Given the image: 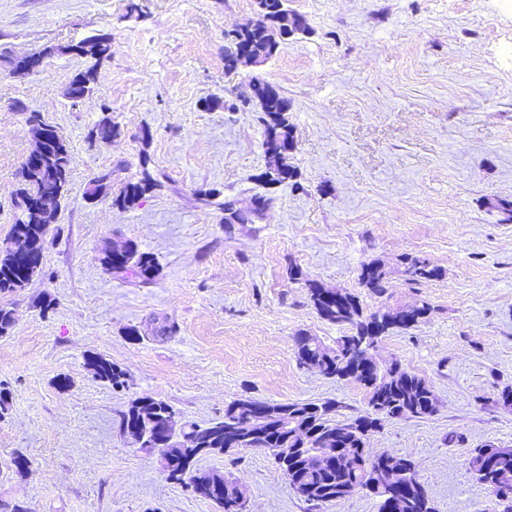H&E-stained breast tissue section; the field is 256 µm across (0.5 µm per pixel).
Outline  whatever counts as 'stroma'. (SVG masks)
I'll use <instances>...</instances> for the list:
<instances>
[{"label":"stroma","instance_id":"obj_1","mask_svg":"<svg viewBox=\"0 0 512 512\" xmlns=\"http://www.w3.org/2000/svg\"><path fill=\"white\" fill-rule=\"evenodd\" d=\"M307 28L279 53L227 70L225 32L257 17L256 0H0V246L14 222L17 172L32 147L26 123L42 114L69 143V192L44 250L42 273L0 296L15 324L0 337V500L31 512H218L168 480L161 449L119 429L135 397L168 402L177 421L220 418L238 398L334 400L336 417L363 414L358 385L300 366L294 339L333 343L345 327L323 320L306 282L381 304L359 284L363 264L390 271L391 305L427 299L420 324L382 337L439 400L426 419L384 422L372 452L409 457L435 512H503L469 468L475 448L512 447V0H288ZM111 34L112 55L92 91L67 89L88 58L69 48ZM53 47L38 72L15 58ZM284 97L296 184L267 186L265 126L242 104L252 78ZM119 133L90 144L103 116ZM155 189L132 208L112 203L143 172ZM110 174L111 192L85 191ZM251 208L228 224L204 190ZM134 241L161 272L120 280L102 248ZM440 266L411 287L401 258ZM301 272L288 277L289 266ZM54 302L48 314L36 304ZM138 327L139 340L127 330ZM95 353L128 374L114 390L84 364ZM68 379L60 387L59 379ZM31 466L17 474L15 451ZM198 467L237 481L246 512H378L357 490L329 503L298 497L262 450L204 456Z\"/></svg>","mask_w":512,"mask_h":512}]
</instances>
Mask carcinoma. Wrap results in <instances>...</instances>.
<instances>
[{
  "mask_svg": "<svg viewBox=\"0 0 512 512\" xmlns=\"http://www.w3.org/2000/svg\"><path fill=\"white\" fill-rule=\"evenodd\" d=\"M286 0H258L259 18L252 24L233 30L224 35V62L240 64L274 56L271 48L282 47L281 36L292 37L302 30V24L290 21L277 27L270 19L280 13H288ZM112 43V35L98 33L78 45L85 54L95 56L101 47ZM92 69L74 75V98L80 99L90 92L94 79ZM257 102L264 113L265 151L271 159L267 170L261 174L267 185L282 184L296 178V172L288 163V153L294 148V138L286 117L288 101L269 83L255 77L249 83V92L242 102ZM102 141L118 134L110 116L103 117L94 126ZM50 140L46 146V157L41 160L38 171L20 168L19 187L15 194V218L8 243L0 249V295L13 294L25 288L34 277L42 272V258L46 244L43 225L22 224L20 220L32 205L36 196L49 195L61 200L68 193L71 172V155L65 139L54 129L49 130ZM157 186L149 171H143V178L128 183L112 199L116 206L130 208L145 193ZM100 261L112 274L122 279H138L142 282L153 280L159 273V264L152 254L139 249L129 241L122 250L113 252L101 250ZM407 281L413 285L440 278L442 269L426 258L406 256L401 261ZM389 271L381 262L374 260L362 266L360 284L372 294L381 298L386 293ZM325 288L308 283L311 303L320 317L332 324L349 326V332L336 339V345L329 347L333 356L328 357L322 346L324 342L316 336L300 333L295 337V356L302 366L311 360L320 365L321 374L330 379L353 382L366 391L368 411L348 421L336 420V402L327 400L271 402L251 399L250 408L237 409L240 400L234 399L224 406V416L205 424L186 423L179 434L165 431L164 414L172 409L167 402L144 394L133 399L120 417V431L134 434L143 429L141 415L153 414L155 420L150 436L144 441L153 447L156 438L172 440L165 452V468L168 479L188 485L194 476L209 487L198 498L215 503L222 512H244V497L238 495L237 487L228 485V479L214 473H198L197 463L211 453L224 451V426L230 421L247 424L248 415H255L266 409H280L288 414V421L267 430L255 439L256 447L265 448L273 457L278 468L292 486L304 484L309 492L304 500L328 503L336 500V491L342 485L362 489L375 497L379 503L378 512H387L389 493L394 484L409 482L412 493L403 512H434L428 494L418 481L413 463H408L406 474L393 471L391 460L395 454L384 452L374 458L362 451L367 434L380 429L384 422L401 419H425L433 415L429 410L436 399L433 386L426 378L407 370L396 358H391L380 371L366 369L351 347L356 336H372L382 329L389 334L396 329H409L422 322L431 311L426 300L412 304V311L406 317L392 316V308L382 305L376 311L365 315L359 297L347 292L340 299H322ZM85 364L94 377L114 389L125 387L127 373L112 361L94 354L85 356ZM334 437L340 451L330 461L315 454V445L325 437ZM484 448L474 450L470 466L477 479L490 488L495 482L482 473L481 459ZM498 476L512 479V448H498Z\"/></svg>",
  "mask_w": 512,
  "mask_h": 512,
  "instance_id": "1",
  "label": "carcinoma"
}]
</instances>
